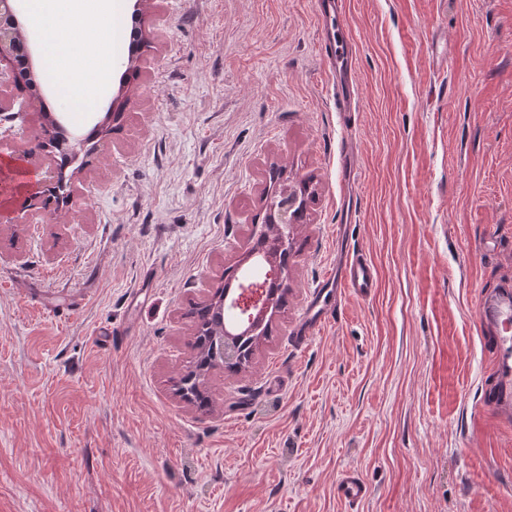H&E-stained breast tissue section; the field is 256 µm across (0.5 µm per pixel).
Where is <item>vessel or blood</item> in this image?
<instances>
[{
  "instance_id": "b4317fda",
  "label": "vessel or blood",
  "mask_w": 512,
  "mask_h": 512,
  "mask_svg": "<svg viewBox=\"0 0 512 512\" xmlns=\"http://www.w3.org/2000/svg\"><path fill=\"white\" fill-rule=\"evenodd\" d=\"M316 12L324 37L331 45L329 66L336 80V91L343 99H351L357 82L350 34L344 24L346 2L316 0ZM375 281L371 264L357 258L344 261L335 274L325 276L315 286L312 299L302 314L297 341H307L309 335L329 319L343 292L367 296ZM476 312L495 346L496 378L488 401L499 416L512 418V290L506 288L496 295L480 298ZM367 493V486L356 471L347 469L341 473L338 494L343 501L354 504L362 501Z\"/></svg>"
}]
</instances>
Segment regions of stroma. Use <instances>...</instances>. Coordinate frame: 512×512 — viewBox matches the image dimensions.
Returning <instances> with one entry per match:
<instances>
[{"instance_id": "obj_1", "label": "stroma", "mask_w": 512, "mask_h": 512, "mask_svg": "<svg viewBox=\"0 0 512 512\" xmlns=\"http://www.w3.org/2000/svg\"><path fill=\"white\" fill-rule=\"evenodd\" d=\"M346 2L349 120L315 0H116L151 48L91 112L36 61L0 153L42 140L45 101L67 138L103 132L66 208L0 223V512H512L475 310L512 284V0ZM272 170L314 193L288 303L202 411L176 394L191 311L246 254ZM340 234L377 286L295 345ZM367 493L365 482L355 470L346 469L341 473L338 481V494L343 501L354 504L362 501Z\"/></svg>"}]
</instances>
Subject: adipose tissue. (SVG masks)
Wrapping results in <instances>:
<instances>
[{
  "label": "adipose tissue",
  "instance_id": "adipose-tissue-1",
  "mask_svg": "<svg viewBox=\"0 0 512 512\" xmlns=\"http://www.w3.org/2000/svg\"><path fill=\"white\" fill-rule=\"evenodd\" d=\"M42 57L58 73L57 96L73 110L94 111L98 98L89 83L106 84L111 75L108 28L112 0H30Z\"/></svg>",
  "mask_w": 512,
  "mask_h": 512
}]
</instances>
